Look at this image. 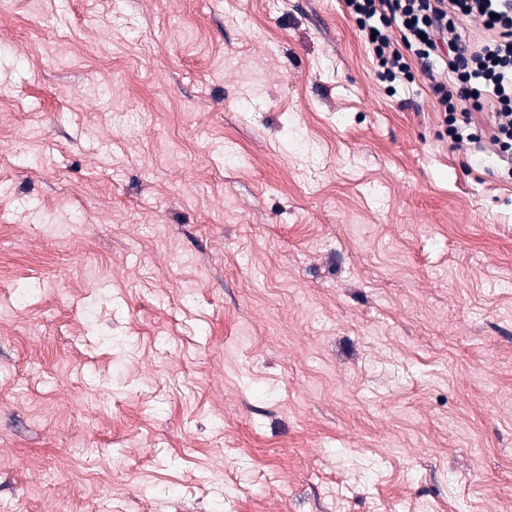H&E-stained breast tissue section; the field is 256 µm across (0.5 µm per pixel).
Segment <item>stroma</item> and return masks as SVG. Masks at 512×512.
I'll use <instances>...</instances> for the list:
<instances>
[{
    "mask_svg": "<svg viewBox=\"0 0 512 512\" xmlns=\"http://www.w3.org/2000/svg\"><path fill=\"white\" fill-rule=\"evenodd\" d=\"M0 512H512V179L343 0H0Z\"/></svg>",
    "mask_w": 512,
    "mask_h": 512,
    "instance_id": "35a3bbf8",
    "label": "stroma"
}]
</instances>
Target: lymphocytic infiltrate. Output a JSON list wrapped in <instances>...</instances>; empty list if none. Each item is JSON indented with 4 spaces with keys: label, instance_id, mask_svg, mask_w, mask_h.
I'll use <instances>...</instances> for the list:
<instances>
[{
    "label": "lymphocytic infiltrate",
    "instance_id": "lymphocytic-infiltrate-1",
    "mask_svg": "<svg viewBox=\"0 0 512 512\" xmlns=\"http://www.w3.org/2000/svg\"><path fill=\"white\" fill-rule=\"evenodd\" d=\"M347 13L363 32L377 64V78L389 85L415 79L421 63L437 97L445 133L451 143L477 129L474 115L487 111L478 129L491 153L512 176V0H344ZM488 31L473 42L466 23ZM399 38H392L390 28ZM490 107H483L484 94Z\"/></svg>",
    "mask_w": 512,
    "mask_h": 512
}]
</instances>
